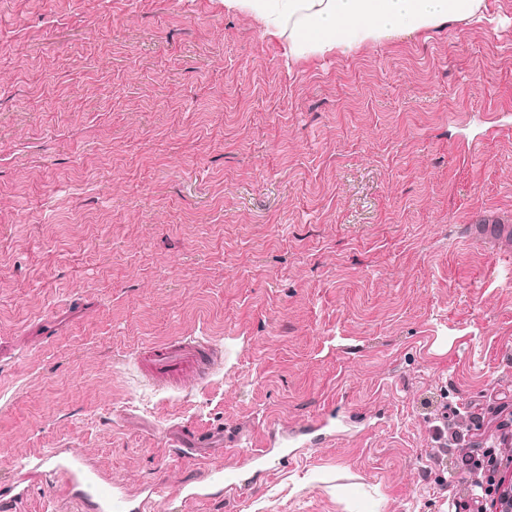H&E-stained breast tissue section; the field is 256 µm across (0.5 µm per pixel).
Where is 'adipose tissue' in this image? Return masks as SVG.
<instances>
[{
  "mask_svg": "<svg viewBox=\"0 0 512 512\" xmlns=\"http://www.w3.org/2000/svg\"><path fill=\"white\" fill-rule=\"evenodd\" d=\"M224 9L254 17L296 59L349 54L402 31L495 21L486 0H224Z\"/></svg>",
  "mask_w": 512,
  "mask_h": 512,
  "instance_id": "adipose-tissue-1",
  "label": "adipose tissue"
}]
</instances>
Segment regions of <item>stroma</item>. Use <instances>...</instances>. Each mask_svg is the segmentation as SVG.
<instances>
[{"label":"stroma","instance_id":"1","mask_svg":"<svg viewBox=\"0 0 512 512\" xmlns=\"http://www.w3.org/2000/svg\"><path fill=\"white\" fill-rule=\"evenodd\" d=\"M489 3L495 31L289 63L224 0H0V492L66 512L30 470L71 448L152 512L471 498L425 402L479 415L478 453L512 447V254L464 232L512 219V0ZM184 336L222 366L172 386L134 365Z\"/></svg>","mask_w":512,"mask_h":512}]
</instances>
